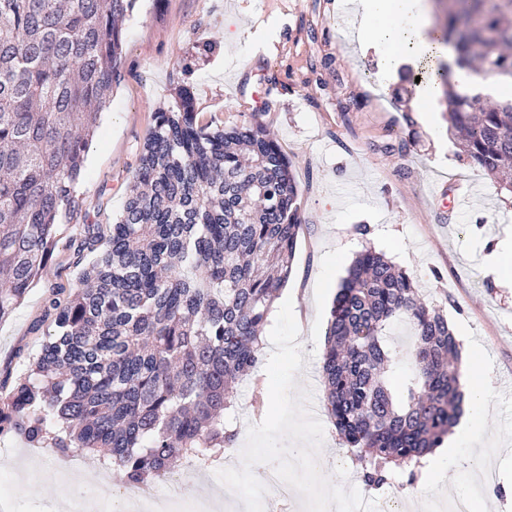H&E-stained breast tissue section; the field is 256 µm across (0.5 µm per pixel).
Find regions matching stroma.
Wrapping results in <instances>:
<instances>
[{
    "label": "stroma",
    "instance_id": "stroma-1",
    "mask_svg": "<svg viewBox=\"0 0 512 512\" xmlns=\"http://www.w3.org/2000/svg\"><path fill=\"white\" fill-rule=\"evenodd\" d=\"M343 0H137L122 24L119 77L112 85L84 163L82 210L39 280L0 320V379L17 381L41 339L39 319L49 284L73 275L69 243L84 225L109 224L122 212L156 112L187 92L206 122L230 128L260 122L288 155L300 186L302 231L292 274L279 292L292 298L309 408L324 427L321 471L343 488L360 487L359 465L323 405L320 361L329 312L348 266L364 246L405 270L425 299L443 304L460 343L478 346L489 382L480 442L449 431L456 446L445 487L477 497L486 485L512 483V288L495 284L491 248L512 238V193L459 158L447 112L437 123L419 114L421 63L405 60L384 73L362 51L357 29H343ZM371 228L368 238L355 225ZM257 387L238 386L237 437L223 464L240 466ZM60 453L0 435V497L13 512H60L70 496ZM424 475L395 474L370 500L397 501L419 512Z\"/></svg>",
    "mask_w": 512,
    "mask_h": 512
}]
</instances>
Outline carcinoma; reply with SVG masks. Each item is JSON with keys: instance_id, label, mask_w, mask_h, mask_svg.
Masks as SVG:
<instances>
[{"instance_id": "1", "label": "carcinoma", "mask_w": 512, "mask_h": 512, "mask_svg": "<svg viewBox=\"0 0 512 512\" xmlns=\"http://www.w3.org/2000/svg\"><path fill=\"white\" fill-rule=\"evenodd\" d=\"M136 0H0V320L80 211L76 185ZM441 41L458 69L512 84V0H448ZM436 77L467 162L512 193V99L484 108ZM85 114L81 130L73 117ZM301 229L292 163L260 123L212 128L187 94L156 113L115 223L73 243L75 283L49 285L27 373L0 381V434L92 453L125 484L222 457L237 387L257 372L272 303ZM412 328L402 353L385 343ZM460 345L441 307L383 253L361 250L330 311L321 378L328 417L365 489L418 462L462 411ZM412 374L395 386L402 358Z\"/></svg>"}]
</instances>
